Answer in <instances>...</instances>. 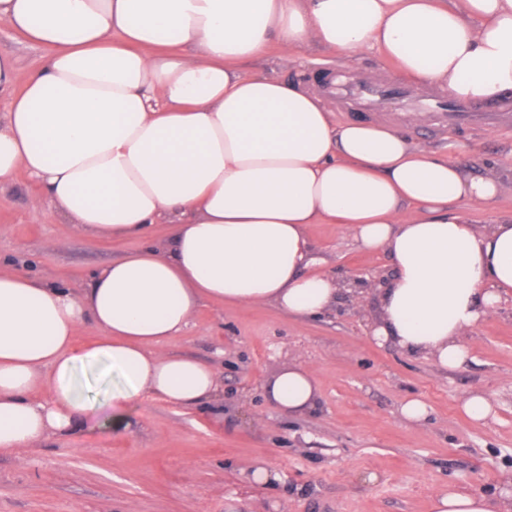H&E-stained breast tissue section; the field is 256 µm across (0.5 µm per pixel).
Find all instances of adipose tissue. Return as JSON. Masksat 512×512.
<instances>
[{
	"instance_id": "1",
	"label": "adipose tissue",
	"mask_w": 512,
	"mask_h": 512,
	"mask_svg": "<svg viewBox=\"0 0 512 512\" xmlns=\"http://www.w3.org/2000/svg\"><path fill=\"white\" fill-rule=\"evenodd\" d=\"M0 21L45 51L22 85L0 55V186L25 171L78 232L141 243L78 293L0 273V451L70 435L102 405L125 425L147 394L214 402L215 370L157 343L205 299L327 309L340 288L314 269L311 224L390 256L372 336L441 368L466 361L465 338L512 293V223L480 229L455 207L500 195L494 170L336 123L300 84L241 71L317 44L492 103L512 93V0H0ZM267 391L288 414L318 405L299 365ZM432 512L512 500L451 490Z\"/></svg>"
}]
</instances>
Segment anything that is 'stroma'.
Instances as JSON below:
<instances>
[{
  "label": "stroma",
  "instance_id": "stroma-1",
  "mask_svg": "<svg viewBox=\"0 0 512 512\" xmlns=\"http://www.w3.org/2000/svg\"><path fill=\"white\" fill-rule=\"evenodd\" d=\"M0 53L15 57L22 82L44 57L1 22ZM386 64L376 53L310 45L294 61L273 50L245 70L304 83L327 67L371 74ZM432 122L427 114L405 127L413 145L473 175L496 161L504 179L496 201L464 200L461 209L482 228L512 220V130L459 126L436 134ZM307 234L325 272L361 275L354 292L304 318L272 304L206 300L187 329L160 345L220 374L223 412L147 395L128 411L129 426L115 427L105 408L76 434L1 453L0 512H431L435 494L447 489L492 498L512 492V296L466 337V362L445 370L373 341L368 280L392 275L387 254L360 249L336 224L309 225ZM136 247L78 233L25 172L0 190L1 272L77 292ZM292 363L314 376L315 412L284 413L267 395L268 382ZM476 393L492 395L494 419L474 422L462 413ZM408 398L426 403L427 421L402 416ZM260 461L276 480L251 479Z\"/></svg>",
  "mask_w": 512,
  "mask_h": 512
}]
</instances>
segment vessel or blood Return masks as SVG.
<instances>
[{
    "label": "vessel or blood",
    "mask_w": 512,
    "mask_h": 512,
    "mask_svg": "<svg viewBox=\"0 0 512 512\" xmlns=\"http://www.w3.org/2000/svg\"><path fill=\"white\" fill-rule=\"evenodd\" d=\"M321 93L332 103L351 101L367 110L383 112L387 119L409 121L414 113H430L438 129L465 125L473 129L512 124V99L490 111H476L460 101H449L447 93H428L409 82L394 86L386 72L370 77L348 74L343 68L324 69L317 75Z\"/></svg>",
    "instance_id": "vessel-or-blood-1"
}]
</instances>
